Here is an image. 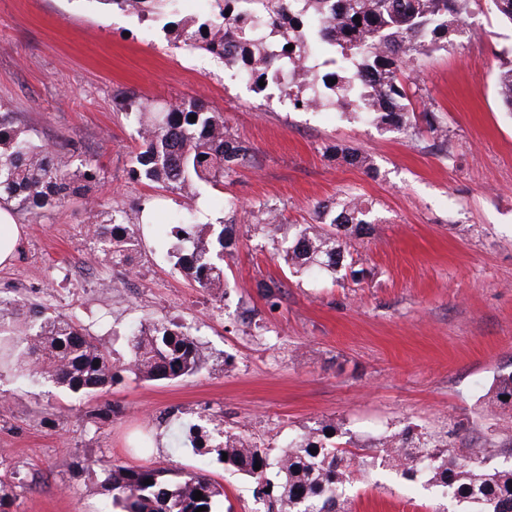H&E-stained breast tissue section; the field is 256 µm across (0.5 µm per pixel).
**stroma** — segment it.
<instances>
[{
  "mask_svg": "<svg viewBox=\"0 0 512 512\" xmlns=\"http://www.w3.org/2000/svg\"><path fill=\"white\" fill-rule=\"evenodd\" d=\"M463 34L420 57L402 77L415 112L435 110L439 132L404 136L361 115L300 110L269 83L254 90L222 60L169 45L161 23L99 0H0V110L40 144L71 149L100 180L16 217L14 264L0 269V301L67 315L124 360L140 325L175 321L203 343L195 376L143 382L133 375L93 399L0 367V477L14 478L11 512H102L112 503L104 462L200 472L224 488L218 512H266L252 478L216 453L183 444L182 426L204 410L260 447L281 449L325 423L365 450L405 429L456 430L495 445L485 464L512 463L498 428L508 415L484 396L512 372V114L496 76L512 65V25L474 0ZM156 103L193 97L223 113L252 148L223 185L193 197L131 177L140 140L123 93ZM366 154L371 170L344 151ZM362 196L372 232L355 253L360 281L291 275L273 254L296 224L317 226L318 203ZM141 214L134 274L112 267L87 229L89 207ZM274 209L282 229L264 228ZM234 218L219 293L198 287L167 254L175 215ZM281 286L276 310L257 288ZM112 407L102 425L94 407ZM349 512H435L437 489L366 466L347 490Z\"/></svg>",
  "mask_w": 512,
  "mask_h": 512,
  "instance_id": "1",
  "label": "stroma"
}]
</instances>
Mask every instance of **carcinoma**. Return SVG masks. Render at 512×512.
I'll return each instance as SVG.
<instances>
[{
  "label": "carcinoma",
  "instance_id": "obj_1",
  "mask_svg": "<svg viewBox=\"0 0 512 512\" xmlns=\"http://www.w3.org/2000/svg\"><path fill=\"white\" fill-rule=\"evenodd\" d=\"M138 2L134 16L141 21L170 17L165 30L175 47L202 49L223 59L258 91L263 90L259 82H268L287 63L299 71L285 87L293 104L307 110L353 102L358 111H370L378 125L413 135L418 127L410 120L399 74L418 56L444 48L450 33L463 32L461 17L470 0H222L220 18L202 23L178 18L176 0ZM288 44L292 49H285ZM317 53L331 55L335 70L312 71L308 60ZM498 93L512 112V66L500 71ZM119 107L133 117L142 140L131 169L136 179L191 194L200 183H224L251 151L228 131L222 114L193 97L157 107L125 95ZM98 176L97 167L74 166L70 153L36 143L14 126L11 113L0 112V204L42 209L74 184L92 183ZM369 214L365 201L353 195L335 206L318 204L320 231L299 228L285 250L289 272L314 277L342 272L350 266L356 244L370 234ZM91 228L103 258L115 268L131 270L139 238L130 217L98 209ZM225 229L224 224H197L190 215L174 226L178 240L191 243L173 252L175 266L201 288L224 287L220 261L232 246ZM10 315L25 345L0 352V363L14 360L22 374L86 397L109 389L125 373L149 382L177 381L198 374L209 360L199 339L178 324L138 330L123 368L71 318L48 316L24 302L16 303ZM488 405L512 406V372L500 377ZM198 419L188 427L189 442L193 448H207L213 417L200 412ZM328 431L336 426L302 434L273 458L241 434L217 432L220 441L214 448L219 457L227 453L225 465L254 479L267 512H342L340 498L362 460L336 447ZM382 445L385 462L401 479L448 496L454 509L442 512H512V464L482 467L493 449L458 447L428 433L394 437ZM147 479L151 484H144ZM108 482L116 512H195L199 507L216 512V500L223 495L220 485L198 472L170 478L165 469L114 463ZM197 491L202 492L200 500L195 499Z\"/></svg>",
  "mask_w": 512,
  "mask_h": 512
}]
</instances>
